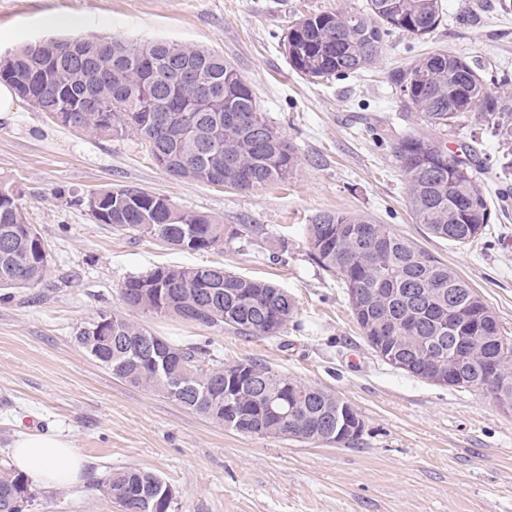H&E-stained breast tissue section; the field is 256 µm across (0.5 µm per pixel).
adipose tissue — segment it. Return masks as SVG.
I'll use <instances>...</instances> for the list:
<instances>
[{
  "label": "adipose tissue",
  "instance_id": "1",
  "mask_svg": "<svg viewBox=\"0 0 512 512\" xmlns=\"http://www.w3.org/2000/svg\"><path fill=\"white\" fill-rule=\"evenodd\" d=\"M12 459L17 470L47 488L78 482L84 468L82 457L67 438L37 432L15 441Z\"/></svg>",
  "mask_w": 512,
  "mask_h": 512
}]
</instances>
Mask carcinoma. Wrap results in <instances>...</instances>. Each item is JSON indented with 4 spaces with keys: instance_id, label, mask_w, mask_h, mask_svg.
<instances>
[{
    "instance_id": "carcinoma-1",
    "label": "carcinoma",
    "mask_w": 512,
    "mask_h": 512,
    "mask_svg": "<svg viewBox=\"0 0 512 512\" xmlns=\"http://www.w3.org/2000/svg\"><path fill=\"white\" fill-rule=\"evenodd\" d=\"M443 0H367L363 11L311 13L289 29L284 50L289 65L312 82L345 77L378 64L392 29L416 39L442 22ZM0 79L38 111L64 128L98 139L134 134L153 162L174 178L241 191L284 182L299 157L267 123L252 86L224 55L165 40L76 36L48 38L0 58ZM421 122L446 130L473 117L492 125L501 164L512 167V112L505 111V76L488 82L464 58L436 50L390 74ZM253 118L258 131L228 121ZM462 155L445 140L406 133L394 154L405 176L416 221L431 234L459 246L482 238L491 224L478 173L480 161L468 143ZM94 220L183 252L211 250L235 240L249 243L257 226L230 229L217 218L178 207L143 189L107 187ZM24 193L0 180V290L36 288L46 281L49 257L42 236L28 222ZM371 225L374 248L360 227ZM309 256L340 279L364 336H378L382 322L401 321L399 341L381 349L394 362L424 363L433 347L448 352V306L459 316H477L487 333H502L496 313L452 267L408 238L366 215L324 211L306 225ZM120 307L98 308L81 323L75 340L86 353L134 387L162 395L233 431L284 437L266 414L272 404L298 416V437L334 443L324 419L355 408L332 392L305 385L267 365L245 360L206 361L205 350L180 348L149 332L131 313L174 317L246 337H271L296 315L293 298L275 283L222 267H156L128 278L118 291ZM500 399L512 402V347L497 366ZM169 484L157 473L129 467L96 481L95 489L129 512H171ZM36 499L32 482L0 464V512H28Z\"/></svg>"
}]
</instances>
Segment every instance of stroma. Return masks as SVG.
<instances>
[{
	"label": "stroma",
	"instance_id": "obj_1",
	"mask_svg": "<svg viewBox=\"0 0 512 512\" xmlns=\"http://www.w3.org/2000/svg\"><path fill=\"white\" fill-rule=\"evenodd\" d=\"M366 0H0V56L49 36L166 39L223 53L253 87L267 122L300 164L283 184L251 192L175 179L137 137L98 140L53 124L30 102L0 116V178L25 191L27 218L48 245L43 286L0 301V462L20 433L71 440L86 468L79 483L38 488L31 512H120L95 490L106 472L140 467L174 490L172 512H512V414L480 391L437 387L385 364L367 345L336 276L308 255L305 226L318 212L359 213L453 267L512 333V219L463 248L415 223L391 148L424 131L390 73L435 49L466 58L486 79L512 76V11L502 0H444L441 25L414 39L386 36L377 68L312 83L283 47L299 17L356 10ZM449 148L476 141L493 202L512 207V169L498 163L493 128L460 121ZM105 187L145 189L226 227L261 226L265 240L187 253L98 224L56 199ZM220 265L271 280L295 300L297 321L274 337H243L175 318L136 314L169 342L211 359L255 360L351 404L365 426L351 444H308L225 429L158 394L115 379L74 334L118 287L157 266Z\"/></svg>",
	"mask_w": 512,
	"mask_h": 512
}]
</instances>
